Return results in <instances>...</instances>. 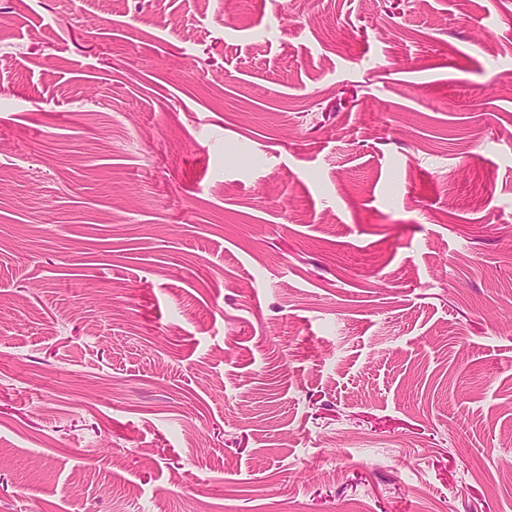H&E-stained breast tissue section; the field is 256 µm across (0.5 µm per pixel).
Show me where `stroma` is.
Here are the masks:
<instances>
[{"label":"stroma","instance_id":"stroma-1","mask_svg":"<svg viewBox=\"0 0 512 512\" xmlns=\"http://www.w3.org/2000/svg\"><path fill=\"white\" fill-rule=\"evenodd\" d=\"M0 512H512V0H0Z\"/></svg>","mask_w":512,"mask_h":512}]
</instances>
